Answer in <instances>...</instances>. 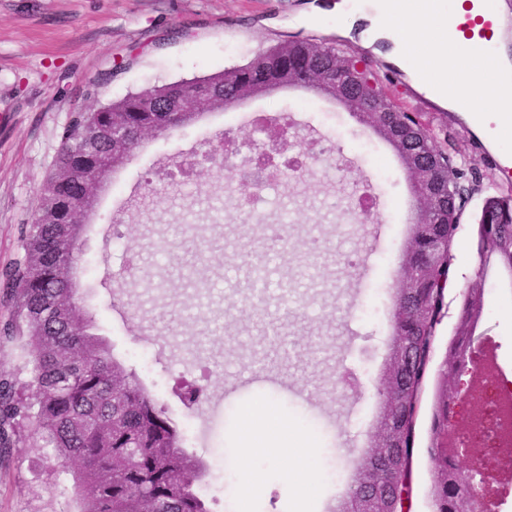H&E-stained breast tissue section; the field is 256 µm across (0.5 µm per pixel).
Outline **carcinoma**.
I'll return each mask as SVG.
<instances>
[{
  "label": "carcinoma",
  "instance_id": "obj_1",
  "mask_svg": "<svg viewBox=\"0 0 512 512\" xmlns=\"http://www.w3.org/2000/svg\"><path fill=\"white\" fill-rule=\"evenodd\" d=\"M347 54L308 38L278 43L246 64L155 85L99 108L74 113L61 134L55 168L23 240L24 256L0 277L15 289L14 340L31 380L19 390L0 383V429L15 442L26 431L76 467L78 512H210L198 492L200 464L183 450L184 435L139 377L114 359L79 296L78 256L84 218L109 176L147 135L174 132L200 110L223 109L270 89L298 86L344 103L375 128L403 161L417 201L412 237L395 296L393 355L375 444L350 486L348 506L370 493L376 512H403L412 483L416 421L429 372H434L427 447L431 512H456L459 465L448 456L460 357L485 312L489 267L512 276V189L485 197L475 217L477 270L461 294L443 360L431 368L444 315L454 244L468 195L479 190L474 170L457 167L422 115L403 111L386 94L364 99ZM171 99L180 112L145 101Z\"/></svg>",
  "mask_w": 512,
  "mask_h": 512
}]
</instances>
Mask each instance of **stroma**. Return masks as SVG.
<instances>
[{
    "label": "stroma",
    "mask_w": 512,
    "mask_h": 512,
    "mask_svg": "<svg viewBox=\"0 0 512 512\" xmlns=\"http://www.w3.org/2000/svg\"><path fill=\"white\" fill-rule=\"evenodd\" d=\"M334 0H0V271L23 254L22 238L73 112L130 93L243 65L257 53L298 35L380 65L383 57L337 34L335 15L315 17ZM403 108L427 113L446 131L447 152L476 162L483 190L468 198L451 251L456 273L438 334L446 349L461 288L474 275L473 221L486 195L507 181L482 159L471 131L419 93L411 79L385 82ZM306 105L340 116L345 135L337 164L302 123L292 125L283 151L305 156L304 168L264 185L262 215L242 204L236 187L254 183L246 164L252 110L272 116ZM388 173L382 227L368 242L365 225L327 209L338 192L374 170ZM408 175L392 148L339 102L314 91L275 90L204 115L168 136H149L112 176L80 246V292L97 332L114 357L142 371L152 359L155 395L181 427L210 424L189 455L224 469L238 431L255 421L267 429L287 422L292 437L308 436L319 450L304 473L315 495L308 512H325L373 443L383 406L377 389L389 366L393 296L410 238L404 202ZM270 276L256 286L253 271ZM14 302L0 287V380L27 381L17 342L5 341ZM275 329L292 354L281 361L266 338ZM478 359L512 368V290L490 281L475 333ZM210 362V404H181L193 381L187 363ZM262 375L265 385L242 387ZM248 464L263 478L251 512H292L283 476L288 461L265 452ZM73 468L50 449L0 450V512H76Z\"/></svg>",
    "instance_id": "35a3bbf8"
}]
</instances>
